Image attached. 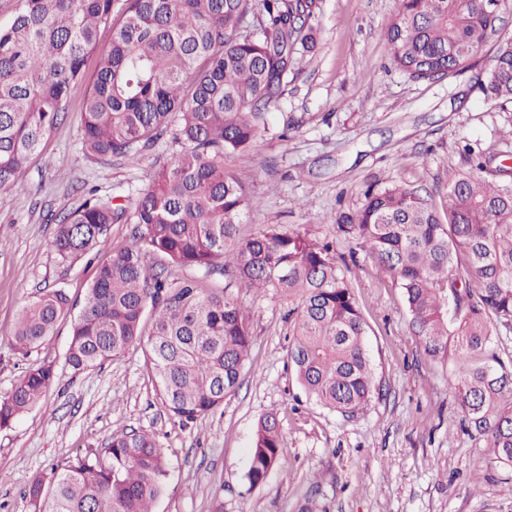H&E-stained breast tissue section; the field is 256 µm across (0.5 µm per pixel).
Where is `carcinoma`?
<instances>
[{"instance_id": "1", "label": "carcinoma", "mask_w": 512, "mask_h": 512, "mask_svg": "<svg viewBox=\"0 0 512 512\" xmlns=\"http://www.w3.org/2000/svg\"><path fill=\"white\" fill-rule=\"evenodd\" d=\"M254 1L260 36L238 26ZM113 2L21 0L0 27V189L24 178L66 112ZM123 2L124 21L85 95L83 149L133 164L162 139L181 150L134 198L91 189L59 218L52 247L66 265L92 254L112 225H133L129 243L95 255L67 365L79 374L144 343L167 410L194 422L236 392L249 355L251 322L234 287L270 288L288 299V363L307 398L342 415L363 409L377 391L367 325L330 244L279 224L240 239L254 201L224 166L249 154L258 109L281 95L296 55L313 48L316 0ZM494 24L487 0H399L387 29L390 63L412 79L427 69L454 77L473 68ZM480 85L486 98L512 102L511 39H496ZM464 158L469 168L448 182L442 210L401 185L371 188L338 229L354 234L401 289L424 354L453 360L462 429L512 468V171L469 147ZM73 309L64 288L33 297L13 347L40 346ZM55 378L51 363L25 371L0 398V428L36 406ZM282 453L278 423L267 415L255 433L250 486L265 481ZM166 472L155 435L124 430L104 453L88 450L49 481L35 480L27 497L31 512H153Z\"/></svg>"}]
</instances>
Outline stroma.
<instances>
[{
	"instance_id": "obj_1",
	"label": "stroma",
	"mask_w": 512,
	"mask_h": 512,
	"mask_svg": "<svg viewBox=\"0 0 512 512\" xmlns=\"http://www.w3.org/2000/svg\"><path fill=\"white\" fill-rule=\"evenodd\" d=\"M397 9L398 0H319L314 49L298 58L280 99L266 107L250 156L225 161L256 201L241 237L270 224L300 228L332 242L348 265L378 387L370 403L344 417L300 399L287 363L288 302L272 291L240 290L253 326L240 387L218 411L185 426L157 395L143 346L72 374L66 320L29 355L14 349L17 314L29 299L63 287L83 301L93 277L86 262L56 261V216L92 189L112 196L143 189L153 164L173 154L161 141L128 164L82 148V103L123 22L116 10L23 181L0 189V397L32 365L50 362L57 372L40 402L0 429V512H29L26 492L35 479H48L81 452L104 450L127 428L152 432L166 454L154 512H301L311 502L317 512H512V471L461 429L449 395L453 363L420 350L400 290L337 225L371 187L398 184L443 205L464 148L512 166V137H503L512 134V104L485 99L477 80L493 46L452 79H410L388 63L385 33ZM267 414L278 420L283 456L253 487L246 474L258 420Z\"/></svg>"
}]
</instances>
